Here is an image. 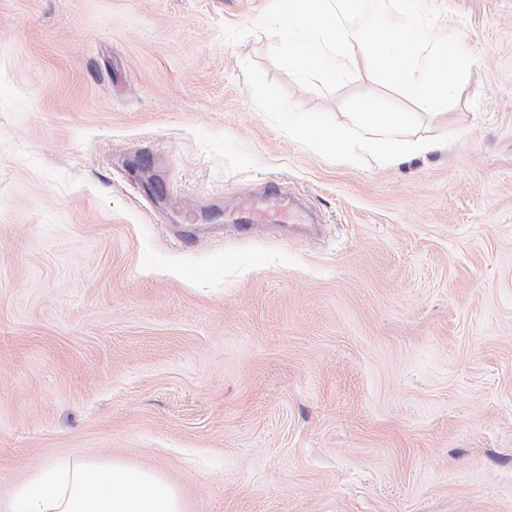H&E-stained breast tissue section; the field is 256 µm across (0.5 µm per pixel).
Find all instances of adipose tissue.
I'll use <instances>...</instances> for the list:
<instances>
[{
	"label": "adipose tissue",
	"mask_w": 512,
	"mask_h": 512,
	"mask_svg": "<svg viewBox=\"0 0 512 512\" xmlns=\"http://www.w3.org/2000/svg\"><path fill=\"white\" fill-rule=\"evenodd\" d=\"M407 122L400 112H367L354 126L330 127L309 118L300 136L326 151L354 159L368 152L390 162L403 151L399 134ZM9 512H185L177 489L159 474L120 462L74 461L38 470Z\"/></svg>",
	"instance_id": "adipose-tissue-1"
}]
</instances>
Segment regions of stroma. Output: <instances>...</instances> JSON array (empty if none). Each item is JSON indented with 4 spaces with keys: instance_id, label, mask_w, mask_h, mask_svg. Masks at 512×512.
<instances>
[{
    "instance_id": "obj_1",
    "label": "stroma",
    "mask_w": 512,
    "mask_h": 512,
    "mask_svg": "<svg viewBox=\"0 0 512 512\" xmlns=\"http://www.w3.org/2000/svg\"><path fill=\"white\" fill-rule=\"evenodd\" d=\"M270 3L0 0V512L77 459L185 512H512V0H426L475 58L436 113L303 88ZM365 112L412 156L296 134ZM270 182L318 233L231 235Z\"/></svg>"
}]
</instances>
